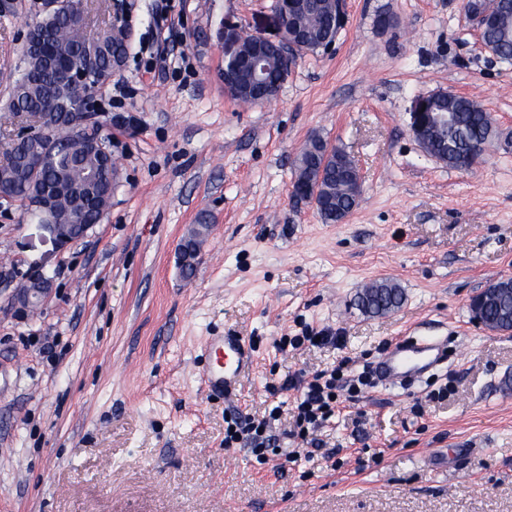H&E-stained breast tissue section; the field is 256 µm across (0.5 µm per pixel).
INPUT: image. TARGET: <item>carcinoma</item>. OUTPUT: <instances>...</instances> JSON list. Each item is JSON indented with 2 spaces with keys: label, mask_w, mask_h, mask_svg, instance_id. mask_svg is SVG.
I'll list each match as a JSON object with an SVG mask.
<instances>
[{
  "label": "carcinoma",
  "mask_w": 512,
  "mask_h": 512,
  "mask_svg": "<svg viewBox=\"0 0 512 512\" xmlns=\"http://www.w3.org/2000/svg\"><path fill=\"white\" fill-rule=\"evenodd\" d=\"M320 9L313 12L308 20L316 38L325 39L334 34L330 24L332 11L327 0H322ZM37 29L50 40L57 53L72 62H83L87 50L104 48L97 57L95 87L102 85L116 73L112 56L126 55V48L112 44V31L101 28L89 33L86 27L67 19L66 16L46 17L36 21ZM487 45L499 55L501 60H512V36L503 42L497 33L487 28L484 31ZM5 81L8 91V107L13 112L27 110L40 102L47 104L53 99L71 108L74 100L56 77L48 63L37 53L27 48L24 52L22 69L0 78ZM437 112H451L453 122L435 129L426 146V153L443 162L448 168L465 170L473 166L469 155L470 144L492 135L493 121L490 113L476 101L458 95L452 99L439 96L434 100ZM48 139L56 146V153L42 173L43 181L50 186L69 187L70 192L58 200L61 215L70 221L75 215V205L89 202L82 212L86 221H93L108 205L107 174L111 166L106 160L83 151L77 134L66 124L56 122L48 129ZM30 146L19 144L9 152H4L7 164L0 166V180L13 186V199L25 208H30L33 198L17 162ZM322 174L317 212L330 224L343 222L358 205L357 173L347 153L330 145L320 137H313L299 154L294 178L301 181L310 175ZM201 244L200 233L196 230L183 240L181 249V271L189 279L195 274V254ZM497 287L504 289L492 301L480 303V311L486 325L500 332H512V277L499 278ZM402 289L387 281L375 282L364 288L356 297V306L370 317L383 316L399 309L404 303Z\"/></svg>",
  "instance_id": "obj_1"
}]
</instances>
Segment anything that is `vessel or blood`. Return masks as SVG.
I'll return each mask as SVG.
<instances>
[{
  "instance_id": "obj_1",
  "label": "vessel or blood",
  "mask_w": 512,
  "mask_h": 512,
  "mask_svg": "<svg viewBox=\"0 0 512 512\" xmlns=\"http://www.w3.org/2000/svg\"><path fill=\"white\" fill-rule=\"evenodd\" d=\"M210 360L206 379L212 392H229L238 384L249 366L248 348L243 337L215 336L206 345ZM440 350L435 341L409 337L396 342L379 364V375L385 385L405 382L435 366Z\"/></svg>"
}]
</instances>
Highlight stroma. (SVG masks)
<instances>
[{
	"instance_id": "obj_1",
	"label": "stroma",
	"mask_w": 512,
	"mask_h": 512,
	"mask_svg": "<svg viewBox=\"0 0 512 512\" xmlns=\"http://www.w3.org/2000/svg\"><path fill=\"white\" fill-rule=\"evenodd\" d=\"M160 1L134 0L121 90L101 100L136 119L106 131L119 173L101 222L61 250L0 203V512H512V332L469 309L512 277V64L481 49L465 0H347L334 48L300 54L275 99L247 104L224 92V29L277 39L274 0H164L186 66L151 80ZM38 14L39 0L0 14V75ZM439 91L493 117L470 170L410 133L414 99ZM313 136L360 171L339 224L290 198ZM203 212L187 280L178 246ZM37 270L53 293L19 310ZM376 280L406 299L369 317L355 297ZM312 329L340 345L277 349ZM227 334L250 355L229 396L203 382L205 343ZM409 336L444 338L440 364L347 399L313 460L225 447V418L263 416L288 373H357Z\"/></svg>"
}]
</instances>
